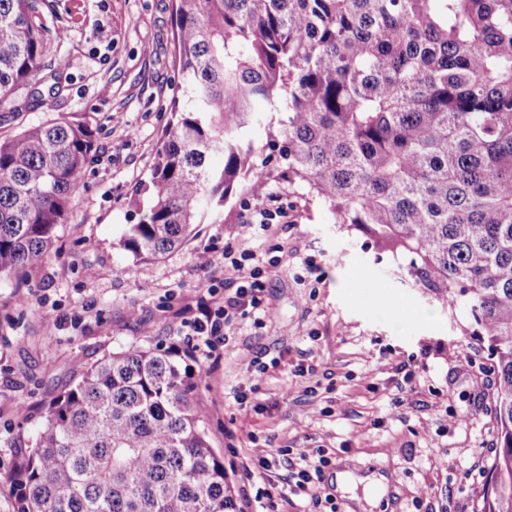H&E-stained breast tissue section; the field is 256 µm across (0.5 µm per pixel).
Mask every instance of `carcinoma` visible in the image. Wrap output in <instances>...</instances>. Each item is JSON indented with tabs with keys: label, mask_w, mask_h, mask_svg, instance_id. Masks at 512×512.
I'll return each mask as SVG.
<instances>
[{
	"label": "carcinoma",
	"mask_w": 512,
	"mask_h": 512,
	"mask_svg": "<svg viewBox=\"0 0 512 512\" xmlns=\"http://www.w3.org/2000/svg\"><path fill=\"white\" fill-rule=\"evenodd\" d=\"M172 14L193 105L170 104L124 249L183 247L263 177L249 131L256 102L277 100L289 182L407 258L487 342L500 448L479 512H512V0H172ZM48 23L45 0H0V106L21 87L43 101L31 81ZM93 148L91 127L66 118L0 140V279L50 257ZM200 382L168 348L91 365L10 475L17 512H239Z\"/></svg>",
	"instance_id": "1"
}]
</instances>
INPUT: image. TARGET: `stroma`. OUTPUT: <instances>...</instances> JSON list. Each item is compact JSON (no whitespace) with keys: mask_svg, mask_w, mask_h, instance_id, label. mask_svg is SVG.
<instances>
[{"mask_svg":"<svg viewBox=\"0 0 512 512\" xmlns=\"http://www.w3.org/2000/svg\"><path fill=\"white\" fill-rule=\"evenodd\" d=\"M48 51L34 81L61 92L0 107V139L52 119L95 132L67 224L50 259L24 284L0 279V512H16L9 476L33 446L45 409L101 357L171 347L175 317L205 286L235 274L221 252L251 249L277 266L267 314L239 319L219 363L198 355L209 441L235 489L257 448H275L269 471L280 512H311L288 480L304 450L330 463L318 490L337 512H477L499 448L498 374L470 320L408 274L407 261L334 224L324 204L288 180L267 124L250 137L267 188L288 216L247 223L256 201L241 183L223 209L178 250L134 261L121 246L139 216L130 199L154 163L172 98L189 105L173 66L171 0H49ZM118 115L120 123L110 122ZM212 248V265L198 255ZM313 374L297 376L300 366ZM484 379L483 396L471 383ZM246 401H238L239 391ZM383 474L385 491L338 489L336 473Z\"/></svg>","mask_w":512,"mask_h":512,"instance_id":"stroma-1","label":"stroma"}]
</instances>
